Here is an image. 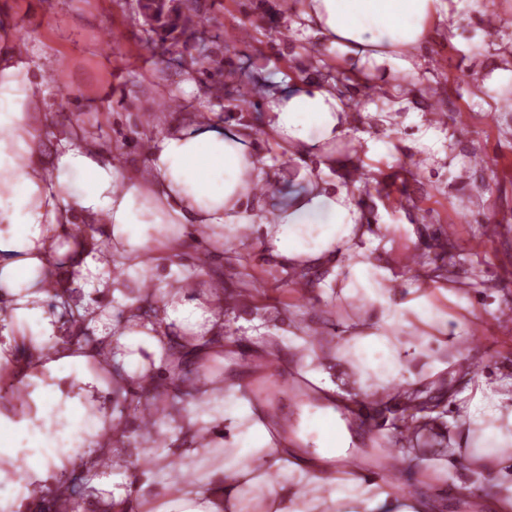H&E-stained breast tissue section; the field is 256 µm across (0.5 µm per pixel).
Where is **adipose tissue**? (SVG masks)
I'll use <instances>...</instances> for the list:
<instances>
[{
  "mask_svg": "<svg viewBox=\"0 0 512 512\" xmlns=\"http://www.w3.org/2000/svg\"><path fill=\"white\" fill-rule=\"evenodd\" d=\"M448 12L447 0H302L292 25L335 50L357 78L371 67L390 78L412 71L416 47ZM46 74L16 51L0 52V374L20 377L26 387L21 404L0 409V460L13 465L0 470V481L12 477L22 500L36 501L54 495L61 476L91 468L102 435L119 437L107 382L117 364L145 398L159 386L171 394L192 391L208 410L162 422L192 445L180 448L178 465L155 481L115 461L128 490L116 495L114 512H149L144 492L151 485L162 502L157 512H240L241 498L254 491L265 493L269 512H426L418 502L396 501L390 489L328 478L315 466H288L276 485L254 472L255 452L271 445L265 425L249 404L221 400L203 386L196 371L201 358L224 348V295L213 288L208 268L168 261L191 233L214 254L229 237L251 250L257 224L272 263L297 273L302 287L364 305L368 319L334 348L339 369L350 375L345 386L333 383L307 338L288 344L289 358L321 390L320 406L302 415L296 432L302 443H313L316 458H347L355 441L342 413L349 399L389 404L398 397L416 406L414 419L422 421L419 381L443 369L446 305L464 299L435 272L400 288L387 225L365 223L356 204L367 174L335 152L350 133L335 83L294 77L272 100L263 130L277 150L317 157L316 166L302 171L299 190L272 205L268 159L237 126L213 119L153 137L141 170H120L78 129L45 154L52 122L43 108ZM82 224L94 225L92 235L79 232ZM134 281L151 287V313L143 311L147 303L128 298ZM202 284L211 288L203 301L192 293ZM75 287L86 299L124 306L112 326L95 314L88 320L96 336H111L110 350L65 342L62 314L48 300L55 290ZM60 405L67 411L65 445L46 456L47 440L32 426L51 423ZM450 433L463 447L499 455L482 471L491 485L487 505L512 498V467L504 465L512 456V377L470 383ZM26 441L36 444L35 453H24ZM218 444L230 454L212 470V486L188 480Z\"/></svg>",
  "mask_w": 512,
  "mask_h": 512,
  "instance_id": "ef3b65f1",
  "label": "adipose tissue"
}]
</instances>
